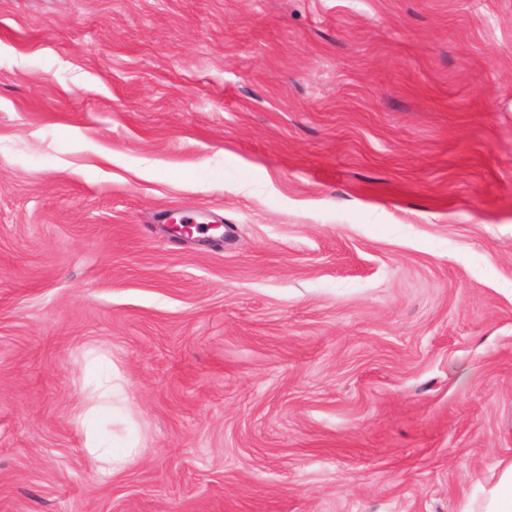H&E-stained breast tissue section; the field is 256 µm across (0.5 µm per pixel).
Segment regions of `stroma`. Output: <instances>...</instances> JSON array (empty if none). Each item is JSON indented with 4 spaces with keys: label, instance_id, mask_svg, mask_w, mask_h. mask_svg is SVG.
<instances>
[{
    "label": "stroma",
    "instance_id": "1",
    "mask_svg": "<svg viewBox=\"0 0 512 512\" xmlns=\"http://www.w3.org/2000/svg\"><path fill=\"white\" fill-rule=\"evenodd\" d=\"M508 459L512 0H0V512H484ZM77 421L86 428L85 448L98 474L112 476L124 468L128 459L137 454V448H125L121 453L105 446L93 427L87 421V415L79 413Z\"/></svg>",
    "mask_w": 512,
    "mask_h": 512
}]
</instances>
